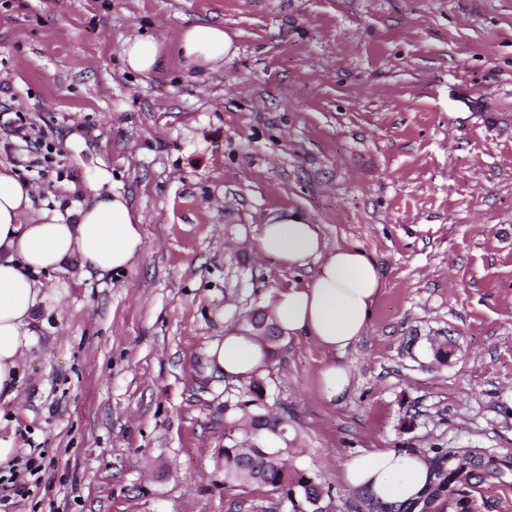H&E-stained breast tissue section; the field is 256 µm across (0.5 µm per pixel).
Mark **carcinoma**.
<instances>
[{
  "mask_svg": "<svg viewBox=\"0 0 512 512\" xmlns=\"http://www.w3.org/2000/svg\"><path fill=\"white\" fill-rule=\"evenodd\" d=\"M265 403L264 380L255 375L236 400L224 402V481L256 485L287 502L292 512H313L310 500L327 496L313 472L288 464L296 436L284 418ZM431 462L435 481L423 496L422 509L444 500L458 512H473L466 486L501 472L497 461L478 448H435Z\"/></svg>",
  "mask_w": 512,
  "mask_h": 512,
  "instance_id": "1",
  "label": "carcinoma"
}]
</instances>
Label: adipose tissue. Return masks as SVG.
<instances>
[{
	"label": "adipose tissue",
	"instance_id": "ef3b65f1",
	"mask_svg": "<svg viewBox=\"0 0 512 512\" xmlns=\"http://www.w3.org/2000/svg\"><path fill=\"white\" fill-rule=\"evenodd\" d=\"M177 42L188 63L214 66L236 49L219 25H190ZM108 172L98 181L109 182ZM94 189L77 223L34 210V188L0 162V397H16L21 367L36 337L31 329L46 306L40 272L69 265L81 275L125 269L144 245L140 220L122 193ZM259 253L282 268L313 267L310 279L278 290L270 304L288 336L312 340L328 353L319 390L330 402L343 401L352 387L350 367L340 356L367 329L382 279L368 254L354 247L328 248L318 225L294 216H271L261 226ZM211 368L226 379L253 375L269 359L265 343L249 329L227 333L208 350ZM344 480L380 502L410 505L432 480L429 463L418 454L379 449L351 458Z\"/></svg>",
	"mask_w": 512,
	"mask_h": 512
}]
</instances>
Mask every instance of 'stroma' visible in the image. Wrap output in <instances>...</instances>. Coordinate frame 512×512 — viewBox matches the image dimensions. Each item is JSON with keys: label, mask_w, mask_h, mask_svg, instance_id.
I'll use <instances>...</instances> for the list:
<instances>
[{"label": "stroma", "mask_w": 512, "mask_h": 512, "mask_svg": "<svg viewBox=\"0 0 512 512\" xmlns=\"http://www.w3.org/2000/svg\"><path fill=\"white\" fill-rule=\"evenodd\" d=\"M194 24L235 55L187 64L176 33ZM141 34L161 46L149 76L121 54ZM19 116L40 168L7 130ZM0 161L70 224L110 172L144 238L121 272L41 275L37 345L0 405V477L44 461L15 512H291L225 482L239 387L207 356L309 279L256 248L290 212L383 281L344 401L319 396L313 341L281 338L262 371L332 512H356L345 465L380 448L512 456V0H0ZM446 337L441 365L429 341ZM468 495L512 512V468Z\"/></svg>", "instance_id": "obj_1"}]
</instances>
